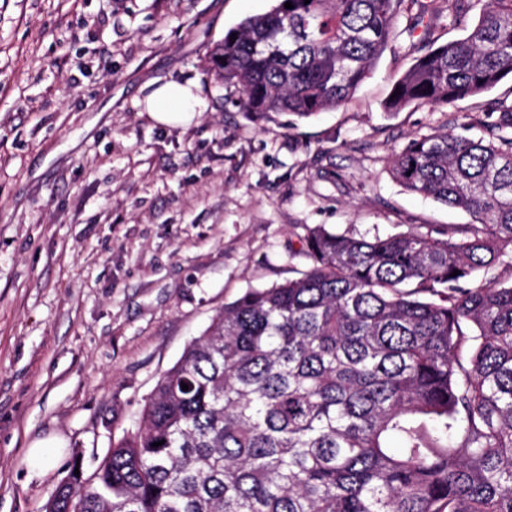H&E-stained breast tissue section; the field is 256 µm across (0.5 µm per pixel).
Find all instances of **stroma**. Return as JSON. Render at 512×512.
<instances>
[{"label": "stroma", "mask_w": 512, "mask_h": 512, "mask_svg": "<svg viewBox=\"0 0 512 512\" xmlns=\"http://www.w3.org/2000/svg\"><path fill=\"white\" fill-rule=\"evenodd\" d=\"M273 4L0 0V512H44L74 454L93 474L218 309L306 269L308 227L436 237L472 223L404 189L387 159L417 134L481 135L488 113L512 109V76L386 111L431 43L465 34L442 15L424 40L403 5L351 101L254 121L206 57ZM167 81L198 85L205 110L152 119L145 98Z\"/></svg>", "instance_id": "stroma-1"}]
</instances>
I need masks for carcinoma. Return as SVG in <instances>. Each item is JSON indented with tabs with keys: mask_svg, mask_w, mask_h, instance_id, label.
I'll return each mask as SVG.
<instances>
[{
	"mask_svg": "<svg viewBox=\"0 0 512 512\" xmlns=\"http://www.w3.org/2000/svg\"><path fill=\"white\" fill-rule=\"evenodd\" d=\"M401 2L275 0L227 31L208 73L248 116L310 119L352 99ZM475 2L443 0L459 24ZM483 2L464 37L396 82L387 111L512 74V0ZM389 164L474 223L442 237L307 228V269L224 305L161 374L138 429L89 477L72 459L45 512H512V278L495 273L512 266V110L478 137L417 135Z\"/></svg>",
	"mask_w": 512,
	"mask_h": 512,
	"instance_id": "cac0c4a2",
	"label": "carcinoma"
}]
</instances>
